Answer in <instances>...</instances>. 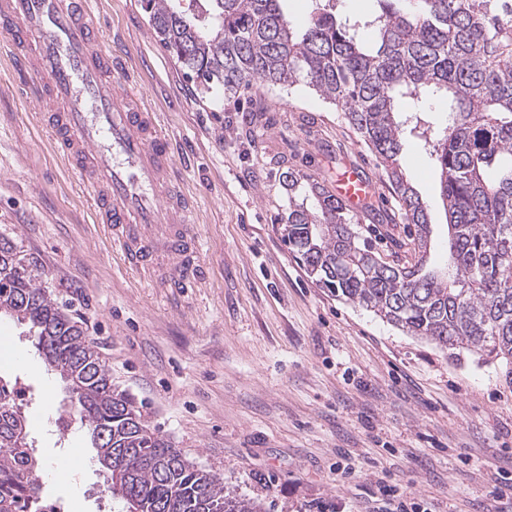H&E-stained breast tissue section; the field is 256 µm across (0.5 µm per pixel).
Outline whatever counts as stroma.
<instances>
[{
    "label": "stroma",
    "instance_id": "obj_1",
    "mask_svg": "<svg viewBox=\"0 0 512 512\" xmlns=\"http://www.w3.org/2000/svg\"><path fill=\"white\" fill-rule=\"evenodd\" d=\"M97 9L198 202L208 280L157 288L121 265L27 105L2 27L0 234L82 322L114 383L176 448L264 512H368L382 485L425 512H492V486L512 487V367L450 356L316 286L279 231L281 170L332 189L352 166L374 188L363 224L404 240L381 168L342 113L301 85L237 99L200 88L150 36L143 0H97ZM401 165L428 207L432 261L442 265L438 176L416 140ZM0 334V377L22 388L44 462L42 500L121 512L99 497L86 431L59 428L63 382L12 320L0 319ZM62 459L68 471H56Z\"/></svg>",
    "mask_w": 512,
    "mask_h": 512
}]
</instances>
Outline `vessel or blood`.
<instances>
[{
	"instance_id": "vessel-or-blood-1",
	"label": "vessel or blood",
	"mask_w": 512,
	"mask_h": 512,
	"mask_svg": "<svg viewBox=\"0 0 512 512\" xmlns=\"http://www.w3.org/2000/svg\"><path fill=\"white\" fill-rule=\"evenodd\" d=\"M10 26L13 72L31 110L47 112L52 142L109 229L125 268L161 274L165 287L203 283L196 208L169 138L107 46L94 0H0ZM338 195L352 206L371 196L357 172Z\"/></svg>"
}]
</instances>
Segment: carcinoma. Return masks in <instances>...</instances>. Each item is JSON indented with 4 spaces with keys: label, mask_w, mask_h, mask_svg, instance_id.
Wrapping results in <instances>:
<instances>
[{
    "label": "carcinoma",
    "mask_w": 512,
    "mask_h": 512,
    "mask_svg": "<svg viewBox=\"0 0 512 512\" xmlns=\"http://www.w3.org/2000/svg\"><path fill=\"white\" fill-rule=\"evenodd\" d=\"M145 0L161 45L205 89L236 97L253 87L304 85L336 106L374 154L404 223L410 259L374 250L360 218L318 182L280 174L288 208L283 237L312 282L409 336L447 350L512 363V0H376L364 18L315 4L296 28L283 0ZM373 31L371 41L360 30ZM446 101L432 128L426 105ZM438 173L448 214V255L428 268L431 218L401 170L410 136ZM28 327L50 370L66 383L64 411L86 430L125 512H262L224 487L151 426L144 406L112 381L79 322L0 236V316ZM0 377V512H42V462L28 416Z\"/></svg>",
    "instance_id": "1"
}]
</instances>
